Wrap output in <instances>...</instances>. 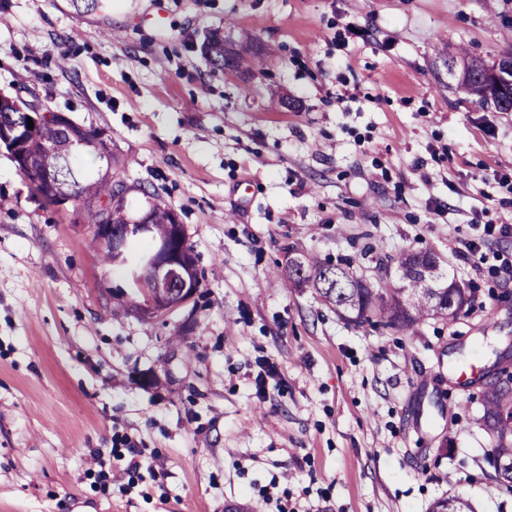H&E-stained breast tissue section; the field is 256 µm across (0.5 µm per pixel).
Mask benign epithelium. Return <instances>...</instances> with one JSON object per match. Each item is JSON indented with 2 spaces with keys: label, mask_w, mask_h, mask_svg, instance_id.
<instances>
[{
  "label": "benign epithelium",
  "mask_w": 512,
  "mask_h": 512,
  "mask_svg": "<svg viewBox=\"0 0 512 512\" xmlns=\"http://www.w3.org/2000/svg\"><path fill=\"white\" fill-rule=\"evenodd\" d=\"M152 226L147 217L138 220H125L121 229L110 224H101L92 228L94 238L102 245L111 248L114 263H126V252L133 239H148L150 249L141 257L133 269V280L148 282L143 289L146 304L139 313L153 319L189 303L197 289L188 287L191 269L183 253V228L174 225V237L157 239L151 234Z\"/></svg>",
  "instance_id": "benign-epithelium-1"
}]
</instances>
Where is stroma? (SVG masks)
Instances as JSON below:
<instances>
[{
    "mask_svg": "<svg viewBox=\"0 0 512 512\" xmlns=\"http://www.w3.org/2000/svg\"><path fill=\"white\" fill-rule=\"evenodd\" d=\"M214 30L253 44L237 70ZM460 47L512 51V0H0V94L101 135L82 168L174 211L200 279L126 310L79 208L0 146V512H512L456 369L512 368V238L486 231L512 224V112L457 90ZM292 248L377 288L431 251L471 306L358 327L279 286ZM204 52L210 64L216 68H234L239 58L235 49L219 35H213L207 39L204 44ZM430 512H475V508L468 498L448 493L432 504Z\"/></svg>",
    "mask_w": 512,
    "mask_h": 512,
    "instance_id": "35a3bbf8",
    "label": "stroma"
}]
</instances>
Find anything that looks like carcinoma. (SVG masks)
<instances>
[{"mask_svg":"<svg viewBox=\"0 0 512 512\" xmlns=\"http://www.w3.org/2000/svg\"><path fill=\"white\" fill-rule=\"evenodd\" d=\"M204 52L212 66L224 65V39L219 35L207 39ZM510 61L512 56L506 55L491 69L462 50L459 56L448 59V71L456 77L457 88L462 92L472 94L482 104L490 103L502 112H511L512 82L495 77L497 72L504 73V66ZM4 127L18 133L14 140L20 141V150L32 158L29 165L17 163L27 180L41 181L48 175L56 178L79 203L85 223H109L102 204L114 200L124 182L114 181L107 174L95 180L83 178L72 146V140L77 138L84 147H92L93 134L62 116L30 132L27 116L16 108V100L1 95L0 128ZM149 211L157 230L162 232L176 219L173 211L156 204ZM395 264L399 284L373 288L354 274L349 260L333 264L311 253L292 250L277 278L286 287L314 289L337 316L345 314L349 316L348 322L357 326L371 324L376 317L386 327L409 332L427 319L455 321L467 313L470 296L440 272L433 253L403 252L395 258ZM481 398L482 414L477 421L490 437L492 460L499 463L495 467L497 478L512 486V372L506 367L500 369ZM430 512H475V508L469 499L450 493L435 501Z\"/></svg>","mask_w":512,"mask_h":512,"instance_id":"cac0c4a2","label":"carcinoma"}]
</instances>
